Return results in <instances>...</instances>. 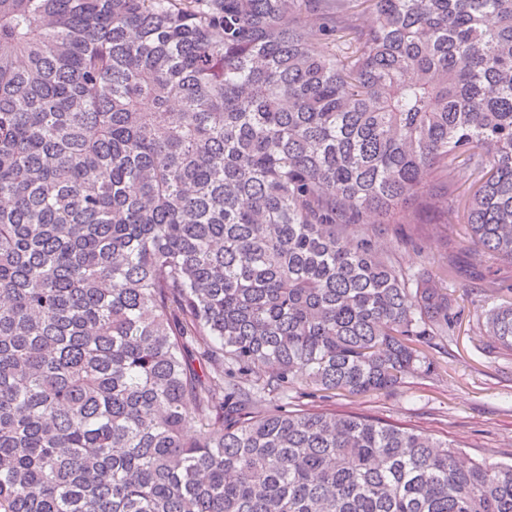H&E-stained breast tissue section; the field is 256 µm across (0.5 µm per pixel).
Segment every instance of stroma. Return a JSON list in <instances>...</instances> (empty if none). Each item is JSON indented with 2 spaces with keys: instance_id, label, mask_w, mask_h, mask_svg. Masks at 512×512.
Wrapping results in <instances>:
<instances>
[{
  "instance_id": "1",
  "label": "stroma",
  "mask_w": 512,
  "mask_h": 512,
  "mask_svg": "<svg viewBox=\"0 0 512 512\" xmlns=\"http://www.w3.org/2000/svg\"><path fill=\"white\" fill-rule=\"evenodd\" d=\"M402 266L420 267L425 256L444 258L443 238L427 230L414 245L401 243L394 233L382 236ZM459 274L448 286L456 294L485 284V267L472 253L455 249ZM470 317L461 315L446 354L430 376H407L399 387L380 393L331 394L305 387L288 393L289 402L327 412H356L385 422L412 427L423 433L448 438L465 446L477 458L512 460V359L479 352L470 340Z\"/></svg>"
}]
</instances>
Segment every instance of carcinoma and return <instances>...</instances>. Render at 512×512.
I'll return each instance as SVG.
<instances>
[{
    "label": "carcinoma",
    "mask_w": 512,
    "mask_h": 512,
    "mask_svg": "<svg viewBox=\"0 0 512 512\" xmlns=\"http://www.w3.org/2000/svg\"><path fill=\"white\" fill-rule=\"evenodd\" d=\"M0 0V512H512V463L289 408L512 353V0ZM197 428L196 433L188 430Z\"/></svg>",
    "instance_id": "1"
}]
</instances>
